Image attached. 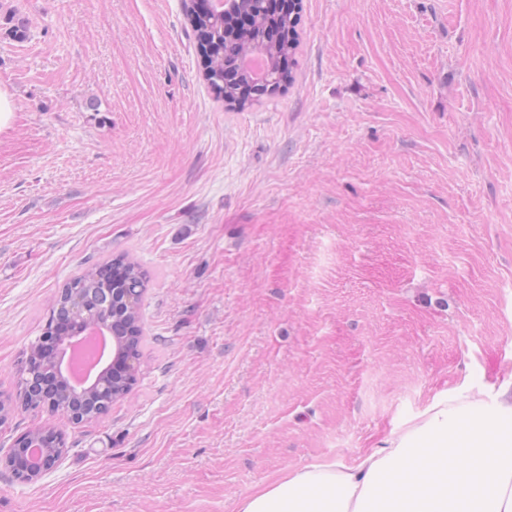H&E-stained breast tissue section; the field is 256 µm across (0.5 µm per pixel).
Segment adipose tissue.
<instances>
[{
	"mask_svg": "<svg viewBox=\"0 0 512 512\" xmlns=\"http://www.w3.org/2000/svg\"><path fill=\"white\" fill-rule=\"evenodd\" d=\"M237 512H512V392L436 400L354 462L308 463Z\"/></svg>",
	"mask_w": 512,
	"mask_h": 512,
	"instance_id": "adipose-tissue-1",
	"label": "adipose tissue"
}]
</instances>
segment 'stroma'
Segmentation results:
<instances>
[{"instance_id": "obj_1", "label": "stroma", "mask_w": 512, "mask_h": 512, "mask_svg": "<svg viewBox=\"0 0 512 512\" xmlns=\"http://www.w3.org/2000/svg\"><path fill=\"white\" fill-rule=\"evenodd\" d=\"M28 23L13 38L12 18ZM295 82L227 109L183 0H0V394L55 292L151 274L131 395L0 512H235L512 379V0H303Z\"/></svg>"}]
</instances>
